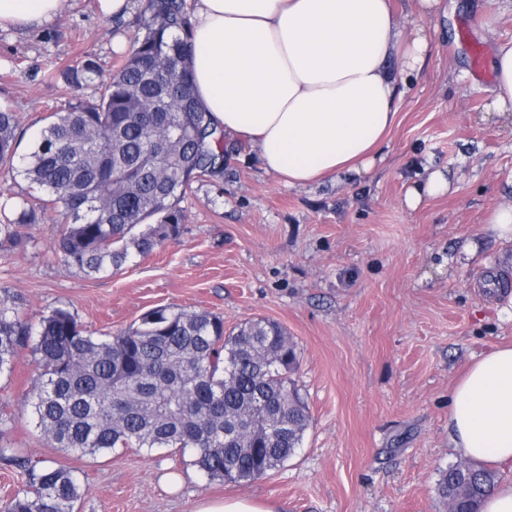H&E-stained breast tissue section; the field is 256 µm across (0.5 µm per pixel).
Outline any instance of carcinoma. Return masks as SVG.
Masks as SVG:
<instances>
[{
  "instance_id": "cac0c4a2",
  "label": "carcinoma",
  "mask_w": 512,
  "mask_h": 512,
  "mask_svg": "<svg viewBox=\"0 0 512 512\" xmlns=\"http://www.w3.org/2000/svg\"><path fill=\"white\" fill-rule=\"evenodd\" d=\"M144 34L113 73L86 56L62 71L98 96L52 110L17 157L20 119L0 107V164L44 197L0 203V246L25 250V229L48 205L63 221L53 249L68 270L97 277L120 270L180 235L177 207L193 181L224 171V128L195 92L184 0H147ZM0 289V375L31 349L37 374L25 396L52 448L96 456L116 448H174L209 480L255 481L295 455L310 414L291 374L296 343L277 323L256 319L224 334L206 311L160 306L108 336L54 309L36 324ZM25 477L0 512H76L80 472L0 446ZM495 471L461 458L441 474L446 512H481Z\"/></svg>"
}]
</instances>
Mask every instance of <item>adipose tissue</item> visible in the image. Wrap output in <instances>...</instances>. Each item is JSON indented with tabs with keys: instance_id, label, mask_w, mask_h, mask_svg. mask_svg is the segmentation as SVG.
<instances>
[{
	"instance_id": "ef3b65f1",
	"label": "adipose tissue",
	"mask_w": 512,
	"mask_h": 512,
	"mask_svg": "<svg viewBox=\"0 0 512 512\" xmlns=\"http://www.w3.org/2000/svg\"><path fill=\"white\" fill-rule=\"evenodd\" d=\"M66 3L0 0V28L54 24ZM440 6L416 0L412 23L392 0H192L197 93L289 185L369 174L427 61L420 21ZM449 403L457 454L512 471V345L477 357Z\"/></svg>"
}]
</instances>
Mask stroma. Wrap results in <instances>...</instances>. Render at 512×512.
<instances>
[{"label": "stroma", "mask_w": 512, "mask_h": 512, "mask_svg": "<svg viewBox=\"0 0 512 512\" xmlns=\"http://www.w3.org/2000/svg\"><path fill=\"white\" fill-rule=\"evenodd\" d=\"M430 20L424 70L383 145V163L291 187L257 150H232L224 173L180 201L182 233L101 278L61 265L56 212L28 230L27 250L0 248V288L26 317L63 308L94 334L117 332L160 305L223 316L225 330L264 318L294 340V375L311 416L302 447L249 483L202 478L191 456L119 448L96 457L52 448L22 413L35 372L23 350L0 377L1 439L79 470L78 512H194L210 498L247 497L275 512H445L440 474L458 459L448 393L474 356L512 343V241L487 226L512 203V120L493 111L495 85L472 50L512 40V0H446ZM146 0L121 21L97 0H68L53 26L0 29V105L26 137L75 91L60 74L84 55L111 73L140 36ZM442 172L448 193L405 195Z\"/></svg>", "instance_id": "stroma-1"}]
</instances>
